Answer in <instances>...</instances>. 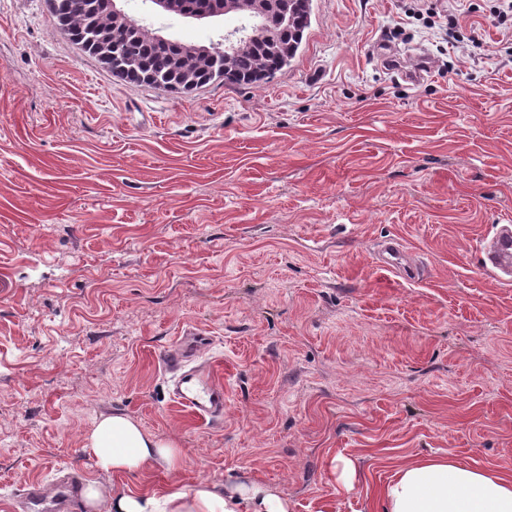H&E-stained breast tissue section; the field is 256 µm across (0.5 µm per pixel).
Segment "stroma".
Listing matches in <instances>:
<instances>
[{
	"label": "stroma",
	"mask_w": 512,
	"mask_h": 512,
	"mask_svg": "<svg viewBox=\"0 0 512 512\" xmlns=\"http://www.w3.org/2000/svg\"><path fill=\"white\" fill-rule=\"evenodd\" d=\"M498 4L313 0L285 74L176 94L114 80L47 0H0V512L74 468L136 493L254 480L289 512H380L416 457L512 472V281L483 263L512 224ZM125 8L191 43L236 24ZM389 239L412 278L377 264ZM187 328L212 338L215 423L157 357ZM114 412L181 468L98 475Z\"/></svg>",
	"instance_id": "35a3bbf8"
}]
</instances>
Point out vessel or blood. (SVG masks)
<instances>
[{"mask_svg": "<svg viewBox=\"0 0 512 512\" xmlns=\"http://www.w3.org/2000/svg\"><path fill=\"white\" fill-rule=\"evenodd\" d=\"M408 253L397 241L385 243L379 252L382 267L390 271L400 270L405 265ZM491 266L501 274L512 277V225H502L496 232L487 250ZM211 338L207 331L199 330L191 338L182 339L163 350L162 360L171 374L175 398L196 418L214 421L224 415V387L216 382L211 364L194 365L197 351L206 349ZM28 501L41 507L42 512H70L72 507V485L60 484L52 498H45L34 487L25 492Z\"/></svg>", "mask_w": 512, "mask_h": 512, "instance_id": "obj_1", "label": "vessel or blood"}]
</instances>
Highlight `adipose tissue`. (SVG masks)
<instances>
[{
	"mask_svg": "<svg viewBox=\"0 0 512 512\" xmlns=\"http://www.w3.org/2000/svg\"><path fill=\"white\" fill-rule=\"evenodd\" d=\"M96 470L139 474L153 466L177 471L182 452L146 433L130 417L101 416L87 438ZM89 512H288V502L258 481L217 489L202 481L163 493L109 490L89 481L82 493ZM382 512H512V475L475 469L449 458L414 460L398 467L379 491Z\"/></svg>",
	"mask_w": 512,
	"mask_h": 512,
	"instance_id": "obj_1",
	"label": "adipose tissue"
}]
</instances>
